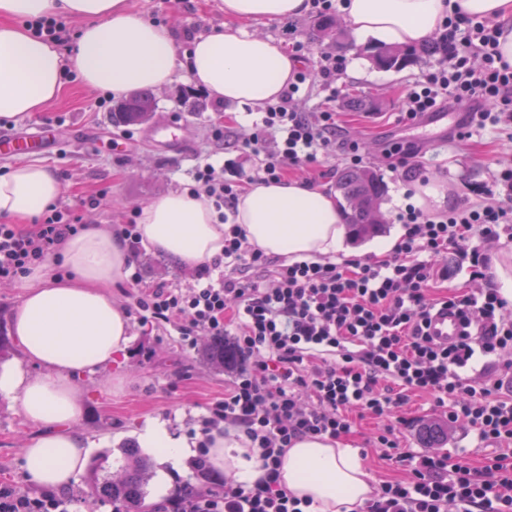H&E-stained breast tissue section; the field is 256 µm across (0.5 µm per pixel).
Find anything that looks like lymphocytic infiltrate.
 <instances>
[{
	"instance_id": "lymphocytic-infiltrate-1",
	"label": "lymphocytic infiltrate",
	"mask_w": 512,
	"mask_h": 512,
	"mask_svg": "<svg viewBox=\"0 0 512 512\" xmlns=\"http://www.w3.org/2000/svg\"><path fill=\"white\" fill-rule=\"evenodd\" d=\"M445 27L448 52L409 85L402 122L462 108L472 125H511L512 64L497 50L499 24L455 15ZM309 78L296 73L266 106L258 129L235 141L240 152L260 156L257 168L248 172L228 159L194 171L189 194L205 196L229 226L223 255L197 267L194 285L185 289L130 277L141 321L173 326L190 347L202 336L224 340L230 382L203 422L200 456L224 426L239 429L260 450L263 475L254 485L228 477L175 496L164 512H310V498L291 495L280 483L283 456L303 438H347L357 416L380 421L368 442L405 472L379 481L362 512H512V449L475 466L401 447L397 435L408 423L402 408L418 395L430 399L436 418L468 426L478 445L512 446V366L496 362L512 350L505 301L493 288L432 292L436 258L460 247L472 230L495 239L500 225L512 223V167L499 175L505 197L491 191L480 203L433 214L411 203L399 208L394 221L403 233L387 258L272 264L230 222L245 184L281 181L288 168L334 152L348 167L365 163L359 141L337 124L333 110L293 109ZM80 229L71 211L54 206L27 229L0 222V281L26 276ZM445 307L463 326L448 345L427 334L431 313ZM69 506L60 494L32 497L0 485V512H69Z\"/></svg>"
}]
</instances>
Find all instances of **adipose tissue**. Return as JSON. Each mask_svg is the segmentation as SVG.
<instances>
[{"label":"adipose tissue","instance_id":"ef3b65f1","mask_svg":"<svg viewBox=\"0 0 512 512\" xmlns=\"http://www.w3.org/2000/svg\"><path fill=\"white\" fill-rule=\"evenodd\" d=\"M222 2L223 30L198 36L182 54L168 27L133 12L127 0H0V119L43 110L61 94L70 72L86 88L118 98L137 88H163L183 70L219 102L260 107L277 99L298 63L276 40L245 25L303 16L308 0ZM340 9L358 36L393 45L425 44L457 13L493 20L503 30L499 50L512 64V0H343ZM47 17L81 21L73 51L43 41L26 26ZM64 191L50 167L15 164L0 176V218L29 223ZM234 221L252 247L290 263L351 252L335 199L298 179L248 184ZM137 229L156 252L193 268L222 254L228 227L205 198L170 192L141 206ZM59 254L22 279L24 298L13 316L25 362L45 368V375L0 369V397L38 428L22 468L26 480L44 489L69 487L89 455L83 435L69 428L81 411L77 376L111 365L130 342L129 319L112 297L113 287L129 275V252L117 230L86 225L62 243ZM60 266L67 277L57 276ZM138 439L174 465L193 446L156 420L145 422ZM208 456L238 482L250 485L262 475L238 430L215 435ZM280 473L289 492L312 499L314 512H353L374 492L356 450L318 439L288 448Z\"/></svg>","mask_w":512,"mask_h":512}]
</instances>
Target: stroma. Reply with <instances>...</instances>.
<instances>
[{
	"instance_id": "obj_1",
	"label": "stroma",
	"mask_w": 512,
	"mask_h": 512,
	"mask_svg": "<svg viewBox=\"0 0 512 512\" xmlns=\"http://www.w3.org/2000/svg\"><path fill=\"white\" fill-rule=\"evenodd\" d=\"M129 6L145 19L159 17L175 35L180 50H188L191 38L219 29L225 22L220 0H184L171 7L167 0H128ZM315 14L272 22H251L247 31L258 32L291 49L301 41L305 49L301 68L312 72L306 89L294 102L300 112H316L328 106L331 90L339 94L360 92L374 108L358 112L342 107L341 124L357 138L366 153V169L384 182L386 194L381 204L385 225L382 236L395 228L393 216L405 204V192L413 184L412 175L392 169L383 148L387 142L402 140L421 147L418 162L424 177L440 180L448 189L453 205L478 202L494 188L499 172L512 166V126L500 125L473 131L464 140L435 139L424 124L405 126L397 121L404 108L405 89L423 72L434 67L435 55H420L415 63L401 70L377 67L371 54L373 43L358 42L353 33L344 39H314ZM341 56L346 65L335 88L326 87L317 77L321 54ZM155 110L142 124L116 125L112 110L117 99L98 90L85 88L78 79H68L55 101L42 111L21 120L0 119V134L32 133L43 127L53 128L57 146L48 153L34 155V162L59 173L67 186L60 197L61 207L79 211L84 222L119 225L125 223L137 206L170 191L183 190L199 164L222 165L238 157L235 150L221 149L212 142L209 127L223 122L233 127L239 137L249 136L261 119L260 113L246 106L218 103L194 87L185 72H178L168 87L154 90ZM179 124L185 152L172 159L152 139L156 127ZM241 158V157H238ZM245 168H252L256 157L241 158ZM107 196L100 208H85L84 200L99 191ZM500 238L485 239L472 233L463 252H448L443 262L448 267L444 288L477 289L489 287L488 279H473L470 253L482 257L512 251V223L501 225ZM146 282H166L176 288L194 283V272L167 256L142 250L135 259ZM112 297L130 317L132 340L121 358L112 366L78 377L82 406L73 423L76 431L90 442L92 451L82 474L67 488L74 512H110L92 495L95 468L111 472L112 459L125 456L136 446L135 433L146 420L164 422L173 432L200 439L202 419L211 403L224 396L227 371L201 357L200 348L185 345L169 326L157 327L139 321L135 301L128 284L112 290ZM34 425L25 422L10 403L0 398V483L12 484L21 491L38 494L22 473V454L27 441L36 434Z\"/></svg>"
}]
</instances>
